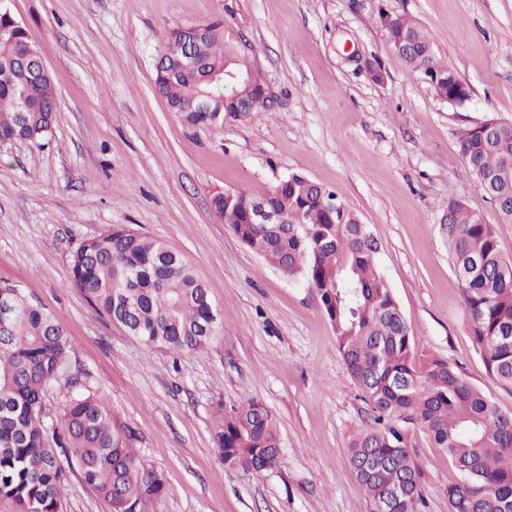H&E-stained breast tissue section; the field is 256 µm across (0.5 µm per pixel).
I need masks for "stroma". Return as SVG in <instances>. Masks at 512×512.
<instances>
[{
  "label": "stroma",
  "mask_w": 512,
  "mask_h": 512,
  "mask_svg": "<svg viewBox=\"0 0 512 512\" xmlns=\"http://www.w3.org/2000/svg\"><path fill=\"white\" fill-rule=\"evenodd\" d=\"M41 51L57 92L35 148L0 143V279L64 326L68 360L47 389L55 424L75 371L136 435L163 477L148 512H370L349 463L368 419L332 326L307 283L245 247L211 210L218 191L260 196L296 173L335 191L368 224L377 263L416 338L415 361L457 367L504 412L467 321L441 221L455 196L494 227L512 261V224L475 186L460 130L512 121V0H6ZM425 28L437 64L469 84L438 99L394 53L381 14ZM220 19L277 96L267 111L190 127L154 89L168 30ZM163 241L206 284L223 325L190 355L149 346L72 288L71 254L109 226ZM257 398L276 416L283 460L230 471L216 453L219 406ZM425 512H448L459 472L419 430ZM64 512H112L70 472Z\"/></svg>",
  "instance_id": "1"
}]
</instances>
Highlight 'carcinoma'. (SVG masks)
Instances as JSON below:
<instances>
[{
	"label": "carcinoma",
	"mask_w": 512,
	"mask_h": 512,
	"mask_svg": "<svg viewBox=\"0 0 512 512\" xmlns=\"http://www.w3.org/2000/svg\"><path fill=\"white\" fill-rule=\"evenodd\" d=\"M391 42L409 39L402 57L414 72H438L431 84L437 97L464 103L458 73L438 67L429 33L404 14L381 16ZM207 36L194 27L169 30L167 66L155 68L154 88L186 125L216 129L224 114L260 112L240 100L220 101L210 112L192 108L208 87L201 70L177 69L186 51L199 66L229 63L249 71L238 47L224 38L221 22L206 23ZM33 44L0 7V142L17 137L39 148L55 119L51 78L37 72ZM459 154L477 189L494 200L498 220L512 224V123L465 129ZM334 192L296 174L265 195L267 204L288 210L286 224H249L245 190L216 192L211 205L250 251L316 293L336 336L348 374L362 393L370 424L350 443V464L365 489L371 512L396 486L407 490L392 512H423L421 471L405 437L418 429L432 445L445 449L461 472L448 485L449 512H512V413L500 410L448 361L432 356L414 361L415 339L376 262L378 244L368 225L337 202ZM442 232L464 290L472 338L486 372L512 387V262L499 252L493 225L466 203L448 196V223ZM71 286L101 314L127 328L147 345L182 355L208 346L221 320H212L213 302L193 267L164 242L114 225L74 251ZM18 285L0 280V303L15 306L14 318L0 317V497L18 512H61L67 472L63 453L82 481L127 512L161 498L165 482L138 456L133 432L112 415L83 376L69 377L71 394L62 408L61 426L44 422L45 388L57 380L68 356L60 322L41 305L16 296ZM213 443L230 470L267 471L282 459L274 414L261 402L220 407L214 413Z\"/></svg>",
	"instance_id": "carcinoma-1"
}]
</instances>
